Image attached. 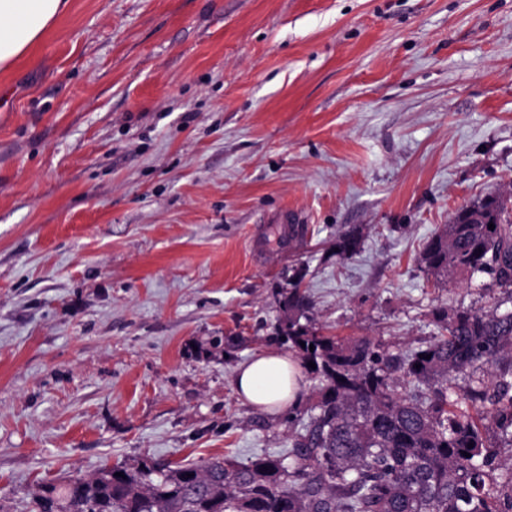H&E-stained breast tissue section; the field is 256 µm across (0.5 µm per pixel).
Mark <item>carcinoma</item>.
Masks as SVG:
<instances>
[{"label":"carcinoma","instance_id":"carcinoma-1","mask_svg":"<svg viewBox=\"0 0 512 512\" xmlns=\"http://www.w3.org/2000/svg\"><path fill=\"white\" fill-rule=\"evenodd\" d=\"M360 246L355 227L336 235L342 260ZM420 263L439 285L485 276V290L512 296V193L458 209ZM301 283L293 276L281 293L275 339L318 399L291 418L301 428L290 450L105 467L46 488L38 512H512V457L486 440L490 423L512 435V309L438 308L437 336L397 354L323 334Z\"/></svg>","mask_w":512,"mask_h":512}]
</instances>
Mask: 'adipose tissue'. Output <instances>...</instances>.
I'll return each instance as SVG.
<instances>
[{"instance_id":"adipose-tissue-1","label":"adipose tissue","mask_w":512,"mask_h":512,"mask_svg":"<svg viewBox=\"0 0 512 512\" xmlns=\"http://www.w3.org/2000/svg\"><path fill=\"white\" fill-rule=\"evenodd\" d=\"M69 6L70 0H0V71L37 47ZM305 386L299 361L272 349L241 363L234 377L237 395L267 412L294 404Z\"/></svg>"}]
</instances>
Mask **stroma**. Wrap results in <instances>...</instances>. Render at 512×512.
Masks as SVG:
<instances>
[{
  "label": "stroma",
  "instance_id": "obj_1",
  "mask_svg": "<svg viewBox=\"0 0 512 512\" xmlns=\"http://www.w3.org/2000/svg\"><path fill=\"white\" fill-rule=\"evenodd\" d=\"M511 187L512 0H70L0 72V512L106 465L289 449L233 381L292 269L327 332L414 351L436 308L495 304L419 255ZM282 209L296 253L255 257ZM361 234L356 227L342 230L336 235V256L341 260L352 259L360 251Z\"/></svg>",
  "mask_w": 512,
  "mask_h": 512
}]
</instances>
